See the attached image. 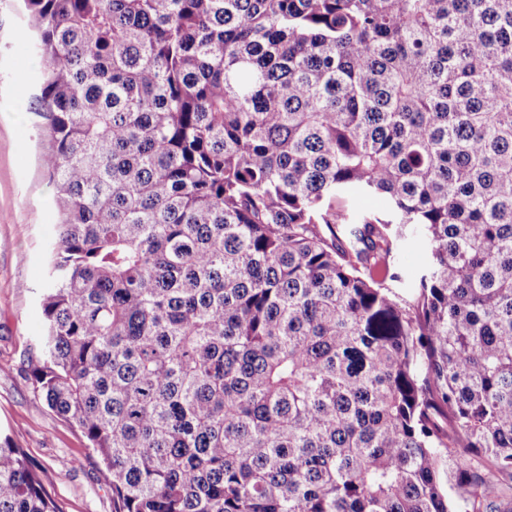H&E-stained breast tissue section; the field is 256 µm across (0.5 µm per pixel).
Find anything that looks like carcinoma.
<instances>
[{
	"label": "carcinoma",
	"instance_id": "obj_1",
	"mask_svg": "<svg viewBox=\"0 0 512 512\" xmlns=\"http://www.w3.org/2000/svg\"><path fill=\"white\" fill-rule=\"evenodd\" d=\"M22 2L63 216L30 380L114 512L498 498L512 0ZM0 512H60L8 436ZM398 261L402 281L394 283L392 287L399 291H407L412 288L414 277L424 263L421 244L415 238L405 236L398 243Z\"/></svg>",
	"mask_w": 512,
	"mask_h": 512
}]
</instances>
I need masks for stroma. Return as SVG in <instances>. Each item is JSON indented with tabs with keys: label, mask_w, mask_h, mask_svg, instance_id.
<instances>
[{
	"label": "stroma",
	"mask_w": 512,
	"mask_h": 512,
	"mask_svg": "<svg viewBox=\"0 0 512 512\" xmlns=\"http://www.w3.org/2000/svg\"><path fill=\"white\" fill-rule=\"evenodd\" d=\"M29 28L21 0H0V433L14 435L63 512H112V489L85 438L34 394L27 372L60 220L43 166V65Z\"/></svg>",
	"instance_id": "stroma-1"
}]
</instances>
